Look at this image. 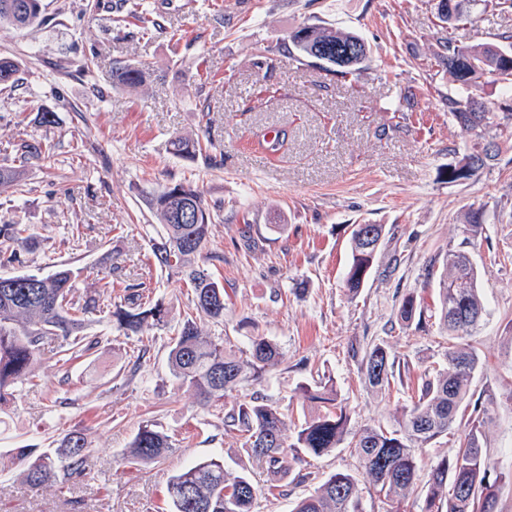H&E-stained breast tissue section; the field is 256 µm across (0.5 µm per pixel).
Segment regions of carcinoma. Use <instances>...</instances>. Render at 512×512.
I'll return each mask as SVG.
<instances>
[{
  "label": "carcinoma",
  "mask_w": 512,
  "mask_h": 512,
  "mask_svg": "<svg viewBox=\"0 0 512 512\" xmlns=\"http://www.w3.org/2000/svg\"><path fill=\"white\" fill-rule=\"evenodd\" d=\"M480 0H450L454 21L472 19ZM41 0H0V25L16 28L41 21ZM506 45L491 44L476 51L448 40L443 59L457 82L448 96V113L466 137L478 139L512 138V116L501 121L485 103L468 109L478 97L480 79L492 76L512 90V35L503 36ZM294 48L308 56L314 52L367 53L363 40L351 33H336L313 26L295 31ZM146 71L130 64L112 68V84L129 89L142 85ZM173 153L194 155L211 148L186 136L170 140ZM24 156L40 160L52 158L51 144H22ZM498 153L472 150L455 166L448 167V180H466L496 160ZM0 184L24 194L23 172L17 167L0 168ZM155 214L166 234L153 243L152 253L159 266L169 270L191 289L190 306L176 336L171 338L169 371L182 387L192 389L205 405H220L224 396L248 382H259L266 371L278 364L280 348L267 336L249 337L241 356L229 337L212 338L198 330L197 319L224 320V286L200 260L211 232V214L201 193L182 183L168 186L153 197ZM381 224H357L351 237V263L344 287L352 294L363 287L374 260L366 243H379ZM38 234L32 224H0V264L22 265L33 249ZM444 275L438 283V303L431 312L438 328L458 339L471 335L483 320L485 306L478 292L477 270L463 253L450 251L443 259ZM79 272L62 266L46 275H0V403L12 398L24 385L34 384L35 368L42 347L57 338L87 354L99 345L98 338L83 334L90 317L98 311L95 296L79 291ZM147 287L125 288L109 318L125 336H144L166 324L167 308L161 300L146 301ZM400 319L424 327V306L417 297L405 296ZM444 365L422 383L418 398L401 408L391 428L368 425L349 429L351 410L338 398L332 386L313 389L298 387L299 396L324 405L326 411L304 418L288 440V420L276 401L253 397L224 415V421L244 435L248 457L283 481L292 469L288 456L300 451L321 456L348 443L371 477L373 488L389 506L400 503L418 486L425 496L421 512H497L498 483L502 476L483 446L484 428L490 420L491 403H471V382L479 369L476 353L462 345H451L443 354ZM396 358L385 344L372 345L362 361L370 386L383 388L394 377ZM473 406L459 446L441 457L426 471L421 469L417 450L448 433L460 413ZM172 448L168 435L150 422L134 435L128 459L132 464L160 462ZM24 464V479L37 490L54 482H80L88 475L89 445L85 434L68 431L54 454L35 448L17 449ZM261 489L249 471L234 473L221 459L195 462L171 475L166 483L169 512H253ZM291 512H363L361 496L351 475L333 473L312 494L295 503Z\"/></svg>",
  "instance_id": "obj_1"
}]
</instances>
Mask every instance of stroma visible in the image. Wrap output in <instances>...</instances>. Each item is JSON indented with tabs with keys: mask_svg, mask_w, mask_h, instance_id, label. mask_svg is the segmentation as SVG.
Wrapping results in <instances>:
<instances>
[{
	"mask_svg": "<svg viewBox=\"0 0 512 512\" xmlns=\"http://www.w3.org/2000/svg\"><path fill=\"white\" fill-rule=\"evenodd\" d=\"M38 26H0V57L18 65L0 86V166H19L30 189L0 187V223L35 225L39 243L28 271L79 268L80 289L99 310L86 327L101 343L64 360L46 344L34 384L0 407V512H167L166 480L197 460L220 458L252 468L268 492L256 512H288L330 474H351L364 512H386L350 448L303 456L274 484L253 469L224 411L256 396L275 399L293 421L303 410L298 385L334 381L352 429L391 426L400 404L442 366L448 345L437 327L399 318L413 292L433 305L431 267L447 251L472 259L486 316L465 345L481 364L474 397L493 404L484 446L498 471L512 473V140H500L492 165L462 182L448 168L471 142L448 113L455 89L441 59L447 40L480 48L512 34V7L489 0L474 21L448 24L436 0H42ZM146 8L149 25L133 14ZM305 26L352 33L368 54L342 76L299 54L290 35ZM94 58L93 70L83 67ZM142 64L150 76L133 90L113 86L115 64ZM53 115L52 124L40 121ZM210 138L217 149L192 158L169 151L173 136ZM47 141L51 162L22 159L21 143ZM197 188L212 234L206 267L224 284V319L201 320L211 337L247 348L262 334L280 346L261 381L226 393L223 407L201 406L173 383L167 366L188 303L177 277L155 263L151 242L163 232L155 191ZM483 231L465 233L471 209ZM83 238L68 241L71 225ZM380 224L385 236L358 294L343 286L355 225ZM111 274L150 285L164 300L166 326L152 342L113 331L117 292ZM388 346L406 367L390 389L372 390L361 369L366 350ZM173 443L152 464L123 462L144 421ZM83 429L90 444L85 481L34 491L23 481L17 449L54 452Z\"/></svg>",
	"mask_w": 512,
	"mask_h": 512,
	"instance_id": "1",
	"label": "stroma"
}]
</instances>
